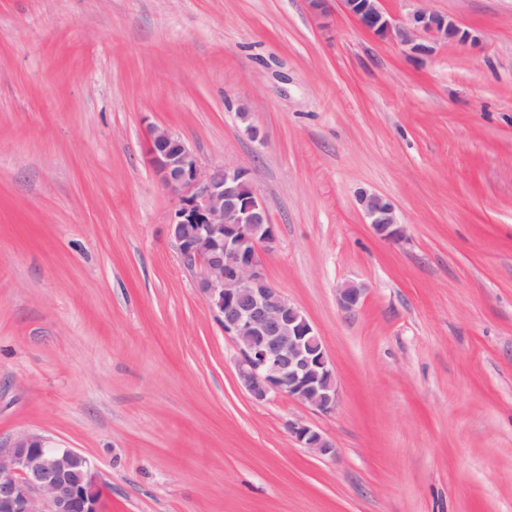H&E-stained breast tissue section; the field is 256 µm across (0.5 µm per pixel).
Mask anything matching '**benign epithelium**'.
Wrapping results in <instances>:
<instances>
[{"instance_id": "7a95c632", "label": "benign epithelium", "mask_w": 512, "mask_h": 512, "mask_svg": "<svg viewBox=\"0 0 512 512\" xmlns=\"http://www.w3.org/2000/svg\"><path fill=\"white\" fill-rule=\"evenodd\" d=\"M382 2L340 0L365 32L414 55L476 42L472 30L423 6L425 0L404 22ZM147 154L159 183L177 199L169 234L181 261L200 269L199 293L239 352L240 387L257 404L288 397L323 414L336 412L335 363L306 315L268 277L262 253L275 245L277 229L249 170L202 166L194 149L165 126L150 129ZM359 204L377 235H402L389 199L364 191ZM365 290L345 283L340 304L355 308ZM288 432L313 456L336 454L333 442L301 419L288 421ZM103 491L97 467L83 453L27 432L0 439V512H104Z\"/></svg>"}]
</instances>
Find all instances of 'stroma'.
Masks as SVG:
<instances>
[{"instance_id": "1", "label": "stroma", "mask_w": 512, "mask_h": 512, "mask_svg": "<svg viewBox=\"0 0 512 512\" xmlns=\"http://www.w3.org/2000/svg\"><path fill=\"white\" fill-rule=\"evenodd\" d=\"M427 6L480 43L417 58L339 0H0V436L87 455L107 512H512V0ZM151 125L250 171L334 414L240 387ZM359 204L377 235L383 239H396L402 235L403 225L389 199L364 191L359 195ZM288 432L294 441L316 457L334 456L336 448L320 430L301 419L288 421Z\"/></svg>"}]
</instances>
